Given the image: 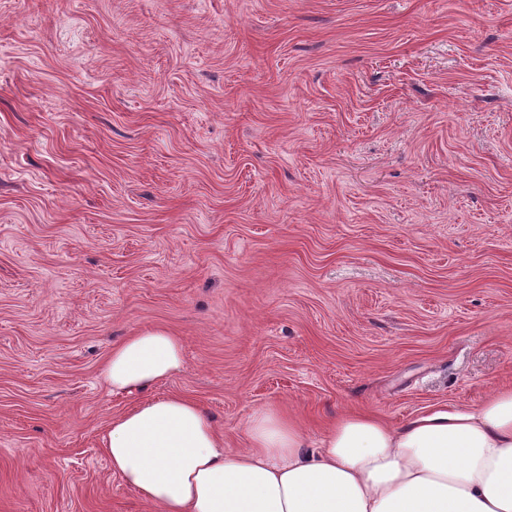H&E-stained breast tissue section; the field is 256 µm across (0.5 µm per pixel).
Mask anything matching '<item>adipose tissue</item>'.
<instances>
[{
  "label": "adipose tissue",
  "instance_id": "obj_1",
  "mask_svg": "<svg viewBox=\"0 0 512 512\" xmlns=\"http://www.w3.org/2000/svg\"><path fill=\"white\" fill-rule=\"evenodd\" d=\"M183 363L181 338L153 328L113 347L103 379L140 393ZM243 436L225 450L195 400L166 395L114 417L104 444L113 475L157 512H512V387L398 428L348 413L315 444L268 404Z\"/></svg>",
  "mask_w": 512,
  "mask_h": 512
}]
</instances>
